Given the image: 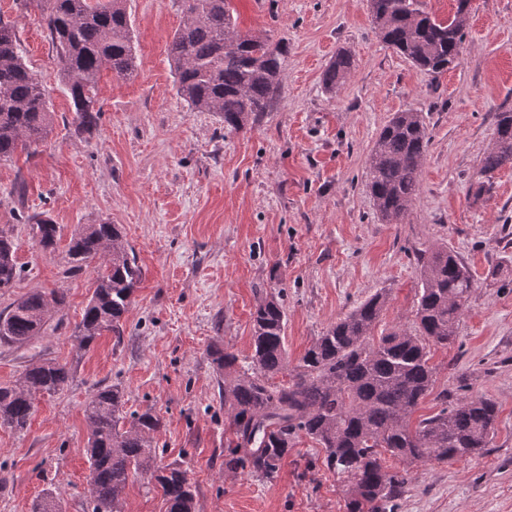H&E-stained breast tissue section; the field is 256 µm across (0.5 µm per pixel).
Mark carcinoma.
Wrapping results in <instances>:
<instances>
[{
    "label": "carcinoma",
    "mask_w": 512,
    "mask_h": 512,
    "mask_svg": "<svg viewBox=\"0 0 512 512\" xmlns=\"http://www.w3.org/2000/svg\"><path fill=\"white\" fill-rule=\"evenodd\" d=\"M61 64L64 91L74 122L96 125L100 74L127 79L137 56L125 0H35ZM184 18L169 45L177 90L191 108L217 112L233 129L267 112L280 97L281 42L241 33L230 0H182ZM382 41L413 65L438 77L459 65L467 15L455 8L439 19L421 0H369ZM354 69L351 56L336 52L323 73L329 93L338 92ZM54 122L47 94L23 62L13 27L0 21V160L46 140ZM431 136L421 112H397L379 132L369 157L368 186L382 221L399 224L420 195V169ZM512 163V107L495 115L494 139L483 154L473 184L480 198L493 189L494 175ZM32 231L40 250L54 252L61 227L39 216ZM68 270L98 263L93 292L72 332L87 350L105 332L120 334L132 295L142 279L137 257L118 228L87 224L67 245ZM22 269L14 242L0 229V291L12 288ZM419 288L411 325H395L380 337L374 330L389 302L381 289L330 325L289 364L286 314L279 298L255 308L253 351L237 355L213 348L229 431L224 468L248 467L271 478L304 435L324 449L327 468L344 477L346 512H397L408 470H390L386 458L402 464L458 462L489 448L498 414L495 402L446 390L439 408L411 426L420 402L434 388L437 367L429 347L458 340L461 315L476 288L473 274L446 246L418 261ZM66 302L63 291L29 292L0 312V343L23 346L40 335L51 309ZM282 380L275 381V378ZM72 367L39 359L12 385L0 386V427L23 430L40 394L64 389ZM89 433L85 448L90 470L92 512H125L124 491L131 474H150L161 491L165 512H196V490L178 465L155 463V435L162 419L151 410L127 414L117 386L96 388L85 405Z\"/></svg>",
    "instance_id": "1"
}]
</instances>
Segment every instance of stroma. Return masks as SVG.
I'll return each instance as SVG.
<instances>
[{
  "mask_svg": "<svg viewBox=\"0 0 512 512\" xmlns=\"http://www.w3.org/2000/svg\"><path fill=\"white\" fill-rule=\"evenodd\" d=\"M242 32L282 40V93L243 129L192 109L177 93L168 46L181 0H127L138 56L135 77L103 73L99 118L78 130L59 60L36 8L0 0L22 56L54 111L48 138L0 160V229L22 276L0 293L61 288L65 306L42 336L0 344V385L30 363H72L63 390L39 396L23 431L0 427V512H32L53 492L62 512H90L84 406L93 388L120 385L127 413L163 420L157 462L187 469L196 512H345L343 484L324 452L300 437L273 479L224 468V404L214 347L251 353L252 313L281 298L285 344L297 363L354 306L389 291L379 330L411 322L417 258L445 245L471 268L476 288L458 343L432 347L436 391L468 383L499 416L487 452L411 467L399 512H512V164L491 195L470 185L492 142L495 114L512 107V0H473L458 67L434 77L388 49L368 0H232ZM355 69L328 93L323 72L337 50ZM423 113L431 142L421 193L401 224L380 219L368 189L370 150L393 113ZM70 236L79 226L119 225L144 275L121 335L86 351L70 334L92 294L94 268L66 272L64 250L38 249L35 216Z\"/></svg>",
  "mask_w": 512,
  "mask_h": 512,
  "instance_id": "stroma-1",
  "label": "stroma"
}]
</instances>
